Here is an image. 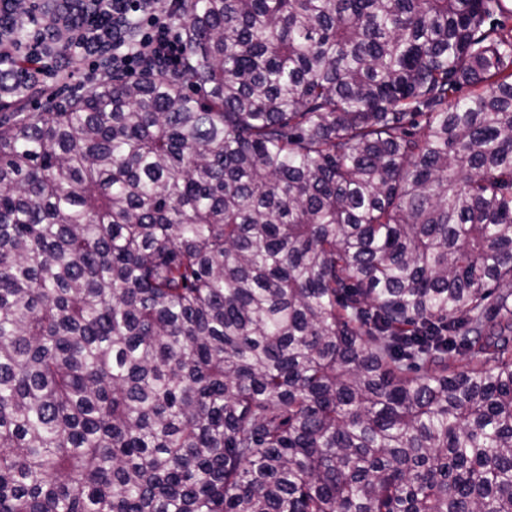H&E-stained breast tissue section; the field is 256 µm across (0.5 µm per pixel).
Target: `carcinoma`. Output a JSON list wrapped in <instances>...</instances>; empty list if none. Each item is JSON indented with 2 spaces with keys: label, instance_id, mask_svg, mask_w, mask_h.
Wrapping results in <instances>:
<instances>
[{
  "label": "carcinoma",
  "instance_id": "carcinoma-1",
  "mask_svg": "<svg viewBox=\"0 0 512 512\" xmlns=\"http://www.w3.org/2000/svg\"><path fill=\"white\" fill-rule=\"evenodd\" d=\"M0 0V512H512V10ZM174 0H126L129 12L138 17L137 37L133 45L120 44L113 36L112 70L124 72L127 77L153 69L160 64H171L181 57L183 48L172 34L169 24Z\"/></svg>",
  "mask_w": 512,
  "mask_h": 512
}]
</instances>
